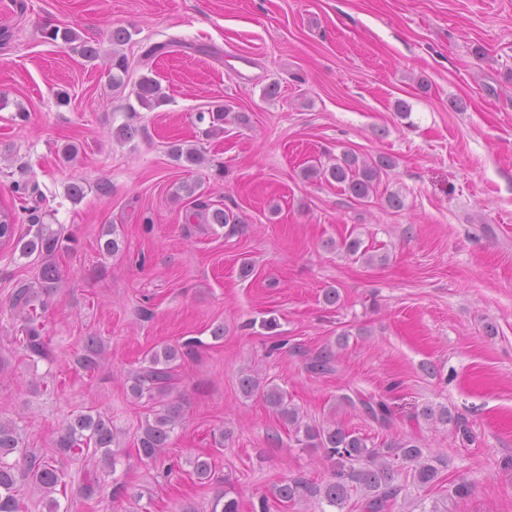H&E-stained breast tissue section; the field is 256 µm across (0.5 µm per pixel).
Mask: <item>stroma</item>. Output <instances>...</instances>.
<instances>
[{"label": "stroma", "instance_id": "35a3bbf8", "mask_svg": "<svg viewBox=\"0 0 512 512\" xmlns=\"http://www.w3.org/2000/svg\"><path fill=\"white\" fill-rule=\"evenodd\" d=\"M48 25L74 29L103 58L90 64L44 42ZM120 26L132 33L129 83L155 77L166 104L112 92L105 55ZM157 43L168 53L146 58ZM272 85L277 94L265 96ZM0 97V206L41 205L44 223L77 240L57 258L62 280L41 317L51 364L15 339L11 295L38 261L0 248V417L45 452L70 414L99 410L126 453L114 480L128 492L113 497H82L94 464L65 460L61 506L210 512L227 475L240 512H254L284 478L328 479L321 450L299 448L263 400L243 397L238 378L250 369L282 387L307 423L332 417L378 443L412 437L447 459L437 485L409 487L388 512L420 500L512 512V0H0ZM215 101L236 119L208 137L197 114ZM128 122L137 134L117 138ZM68 144L79 149L70 162ZM174 145L198 148L204 162L175 161ZM347 149L396 161L370 201L303 176L307 160L330 163ZM77 177L107 178L112 190L73 201ZM17 181L28 182L27 200ZM186 183L240 224L207 223L176 196ZM391 194L401 208L387 205ZM109 228L113 255L99 248ZM349 237L367 259L341 248ZM329 288L338 303H326ZM270 319L276 328H265ZM88 335L102 345L92 371L77 362ZM190 338L199 344L171 391L183 427L164 461L139 460L148 407L130 397L127 377L151 349ZM280 339L285 347L270 351ZM323 349L331 371L309 373L306 356ZM355 391L385 396L391 424L345 404ZM429 406L462 419L472 441L426 420ZM199 455L216 482L193 476ZM463 480L469 494L453 496Z\"/></svg>", "mask_w": 512, "mask_h": 512}]
</instances>
